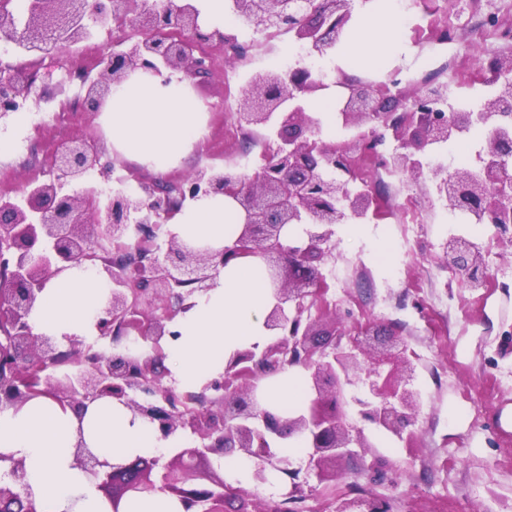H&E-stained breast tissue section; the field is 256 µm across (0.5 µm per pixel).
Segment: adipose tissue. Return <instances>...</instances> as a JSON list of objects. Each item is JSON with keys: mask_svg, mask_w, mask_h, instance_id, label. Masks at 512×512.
<instances>
[{"mask_svg": "<svg viewBox=\"0 0 512 512\" xmlns=\"http://www.w3.org/2000/svg\"><path fill=\"white\" fill-rule=\"evenodd\" d=\"M399 25L395 10H386L376 21L370 8H361L352 37L338 42L329 55L356 67L381 66L399 47ZM206 118L204 106L178 76L165 81L136 72L113 87L98 122L113 151L161 173L205 135ZM242 223L240 207L216 195L193 201L167 229L195 246L221 249L234 243ZM109 293V283L97 269L69 266L47 283L28 321L38 335L92 339ZM188 303L171 325L172 336L160 341L167 378L184 393L201 390L223 374L234 351L265 346L270 333L264 321L274 299L264 264L246 259L229 263L211 288L192 295ZM264 385L268 408L283 416L301 410L309 398L299 367L282 369ZM80 442L116 464L182 447L183 438L177 433L161 437L145 419L109 398L87 403L79 414L45 396L0 406V474L12 461L23 462L21 495L36 512H111L88 474L74 464Z\"/></svg>", "mask_w": 512, "mask_h": 512, "instance_id": "1", "label": "adipose tissue"}]
</instances>
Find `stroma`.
Segmentation results:
<instances>
[{"label":"stroma","instance_id":"35a3bbf8","mask_svg":"<svg viewBox=\"0 0 512 512\" xmlns=\"http://www.w3.org/2000/svg\"><path fill=\"white\" fill-rule=\"evenodd\" d=\"M414 0H402L401 48L386 70L425 75L422 60L428 43L415 39L407 20ZM501 38L485 40L472 33L454 47L463 67L456 92L488 100L492 88L484 81ZM308 65L321 67L294 38L283 36L252 52L249 63L228 68L217 57L209 78L193 85L196 99L207 107V132L168 178L178 179L196 166H234L244 149L232 135L242 110L241 91L259 73H286ZM14 134L17 150L0 159V192L18 189L24 175L41 160L44 150L76 137H94L98 148L106 138L96 115L76 112L61 128H29ZM430 181H401L400 190L381 197L395 210L403 196L420 205L418 224H375L371 219L336 227L335 250L323 267L324 294L310 310L320 327L347 331L368 324H396L415 353L414 386L423 398L415 426V448L380 434L378 452L387 461L380 480L340 469L330 482L307 475L306 497L298 512H335L339 499L359 486L387 498L399 512H512V428L501 422L512 408V239L490 223L473 228L458 223L454 213L429 194ZM460 236L482 244L489 267L485 287H470L442 259V243Z\"/></svg>","mask_w":512,"mask_h":512}]
</instances>
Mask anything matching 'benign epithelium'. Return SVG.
I'll return each mask as SVG.
<instances>
[{
    "instance_id": "obj_1",
    "label": "benign epithelium",
    "mask_w": 512,
    "mask_h": 512,
    "mask_svg": "<svg viewBox=\"0 0 512 512\" xmlns=\"http://www.w3.org/2000/svg\"><path fill=\"white\" fill-rule=\"evenodd\" d=\"M237 26L259 17L268 26L288 24V33L319 53L338 42L352 19L353 0H233ZM121 25L133 22L142 36L121 48L99 49L95 74L82 81L84 112H98L112 87L130 73L161 74L168 69L190 79H205L212 66L193 47L214 44L235 62L246 59L249 47L237 35L204 32L199 11L189 0L140 3L134 0H31L26 19L17 28L11 15L0 13V35L17 42L25 54L42 63L62 49L80 47L92 38L87 20ZM497 85L494 97L479 112L443 116L430 107L448 94L447 85L400 82L362 85L342 79L331 84L308 66L288 76L261 74L243 90V126L270 131L272 142L262 165L251 176L229 167L204 165L175 182L141 185L142 193L124 188L100 198L94 187L80 192L72 185L98 168L107 174L115 164L101 163V154L88 138L70 139L52 150L53 173L23 178L15 196L0 193V404L25 403L35 393L52 397L80 413L86 403L103 397L122 401L153 425L163 437L183 432L201 448H183L164 466L162 482L137 458L128 464H108L77 444L75 464L97 480L96 488L118 507L137 493L162 491L178 498L186 512H224V502L242 493L222 479L201 481L193 460L202 451L217 455L240 453L254 461L252 479L259 487L274 469L291 480L288 501L304 498L301 469L276 452V444L293 435L311 449L307 468L321 481L336 476V466L357 472L380 473L385 467L372 452L373 433H388L411 442L410 429L420 409V394L412 387L415 367L407 345L391 326L367 328L342 344V337L317 330L309 307L325 286L320 268L332 257L334 227L363 218L374 198L351 190L355 171L347 158L372 153L382 138L396 143L391 167L411 180L423 175V157L434 145L445 144L473 125L488 124L479 166L448 172L437 164L430 170L432 189L452 211H469L497 225H512V45L495 55L489 66ZM37 72L25 75L11 63H0V119L15 111L19 100L43 93L34 90ZM345 90L340 109L342 127L353 130L341 144L325 141L319 120L305 109L306 97L330 85ZM221 194L234 199L245 214L240 235L230 247L198 249L166 234L164 225L186 199ZM291 224H304L302 241L285 237ZM448 268L465 276L471 287L489 278L483 249L453 237L442 244ZM259 257L268 270L276 305L266 327L277 339L262 350L234 353L224 373L201 392L203 403L185 409L186 399L164 383L156 367L159 341L178 333L168 323L187 309L186 299L205 291L224 264L236 258ZM89 262L111 283L104 315L96 330L101 347L71 342L65 351L51 336L36 335L28 321L47 282L72 264ZM135 332L153 354L114 355L120 337ZM67 353L77 371L44 376L36 387L22 384L31 366L52 365ZM368 367L362 382L366 393L351 401L344 387L354 382L358 356ZM392 369L384 371L383 366ZM286 366L310 373L316 393L297 415L278 416L265 409L258 383ZM24 465L14 461L12 481H0V505L20 497ZM395 512L393 504L372 494L344 498L336 512Z\"/></svg>"
}]
</instances>
